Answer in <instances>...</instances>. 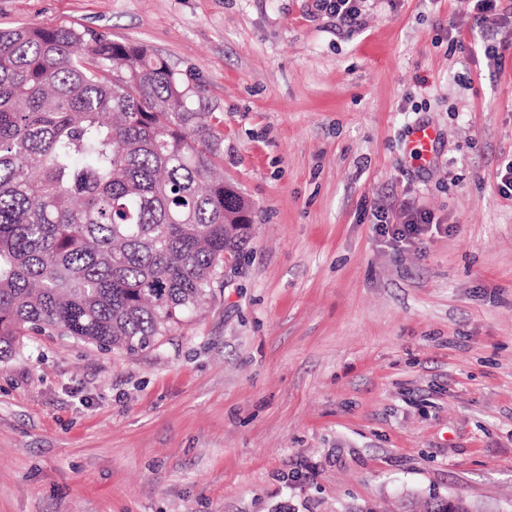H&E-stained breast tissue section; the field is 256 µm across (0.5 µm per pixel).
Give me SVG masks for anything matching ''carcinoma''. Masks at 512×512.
Listing matches in <instances>:
<instances>
[{
	"mask_svg": "<svg viewBox=\"0 0 512 512\" xmlns=\"http://www.w3.org/2000/svg\"><path fill=\"white\" fill-rule=\"evenodd\" d=\"M192 97L143 44L0 29V361L39 335L134 355L213 293L251 206Z\"/></svg>",
	"mask_w": 512,
	"mask_h": 512,
	"instance_id": "obj_1",
	"label": "carcinoma"
}]
</instances>
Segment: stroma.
<instances>
[{
	"label": "stroma",
	"instance_id": "1",
	"mask_svg": "<svg viewBox=\"0 0 512 512\" xmlns=\"http://www.w3.org/2000/svg\"><path fill=\"white\" fill-rule=\"evenodd\" d=\"M163 56L253 211L224 285L130 355L0 362V512H512V0H0ZM464 35L452 42V30ZM437 131L431 166L405 143ZM440 225L398 242L377 209ZM319 6L336 18L337 28L351 26L361 16L363 0H316Z\"/></svg>",
	"mask_w": 512,
	"mask_h": 512
}]
</instances>
